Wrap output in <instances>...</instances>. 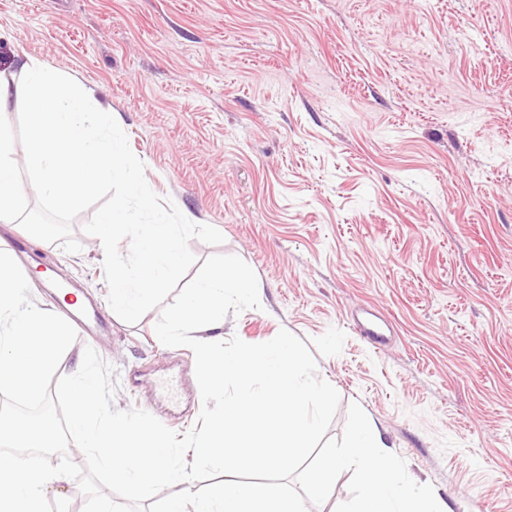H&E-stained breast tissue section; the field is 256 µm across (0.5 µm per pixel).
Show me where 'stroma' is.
I'll list each match as a JSON object with an SVG mask.
<instances>
[{"label": "stroma", "instance_id": "stroma-1", "mask_svg": "<svg viewBox=\"0 0 512 512\" xmlns=\"http://www.w3.org/2000/svg\"><path fill=\"white\" fill-rule=\"evenodd\" d=\"M34 61L117 114L145 178L245 261L261 306L212 337L285 329L443 512H512V0H0V72ZM23 236L31 296L99 310L113 405L200 413L195 358L107 300L96 237ZM373 310L377 347L352 324Z\"/></svg>", "mask_w": 512, "mask_h": 512}]
</instances>
